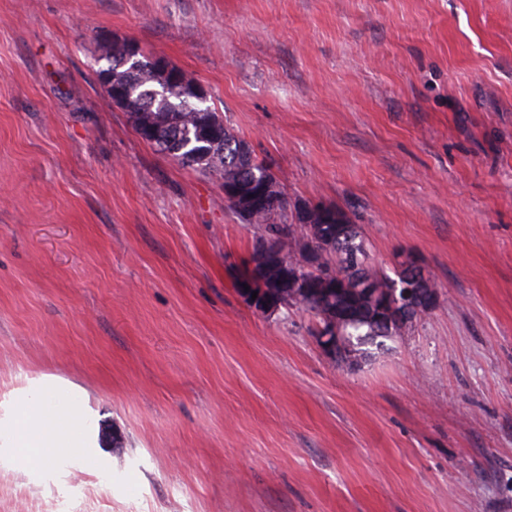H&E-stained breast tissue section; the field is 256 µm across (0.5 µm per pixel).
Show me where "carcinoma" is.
<instances>
[{"label": "carcinoma", "mask_w": 512, "mask_h": 512, "mask_svg": "<svg viewBox=\"0 0 512 512\" xmlns=\"http://www.w3.org/2000/svg\"><path fill=\"white\" fill-rule=\"evenodd\" d=\"M125 55V42L106 41L101 46L100 59L108 66L99 70L108 84L125 90V95L112 103L127 112L136 133L147 132V142L180 166L202 175L215 176L224 182L252 178L267 181L274 187L276 204L261 212L254 223L256 229L251 252L267 237L276 234L298 243L306 237L320 254L316 266L290 256L272 271L269 281L278 290L275 310H301L312 313L318 320L316 335L330 321L338 324L341 347L335 360L350 363L368 356L370 348H387V342L404 330L421 322L429 310L419 307L407 321L383 329L362 311L356 292V282L367 279L389 291L401 287L402 275L392 279L368 264V243L350 216L336 206L326 207L329 223L339 226L342 236L329 244L316 228H307L297 221L295 204L269 169V164L254 156L247 141L237 136L224 123V116L208 101L194 102L185 92L192 84L186 77L178 82L152 69L150 61L141 59L127 67L119 66Z\"/></svg>", "instance_id": "cac0c4a2"}]
</instances>
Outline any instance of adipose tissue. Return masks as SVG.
<instances>
[{"mask_svg": "<svg viewBox=\"0 0 512 512\" xmlns=\"http://www.w3.org/2000/svg\"><path fill=\"white\" fill-rule=\"evenodd\" d=\"M103 436L93 428L79 388L56 376H45L14 399L0 446L17 449L29 463L77 456L101 447Z\"/></svg>", "mask_w": 512, "mask_h": 512, "instance_id": "adipose-tissue-1", "label": "adipose tissue"}]
</instances>
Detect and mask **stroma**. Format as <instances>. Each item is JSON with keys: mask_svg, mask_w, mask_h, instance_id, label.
Listing matches in <instances>:
<instances>
[{"mask_svg": "<svg viewBox=\"0 0 512 512\" xmlns=\"http://www.w3.org/2000/svg\"><path fill=\"white\" fill-rule=\"evenodd\" d=\"M105 34L430 314L350 368L248 307L254 227L112 103ZM44 374L122 445L0 458V512H512V0H0V403Z\"/></svg>", "mask_w": 512, "mask_h": 512, "instance_id": "1", "label": "stroma"}]
</instances>
